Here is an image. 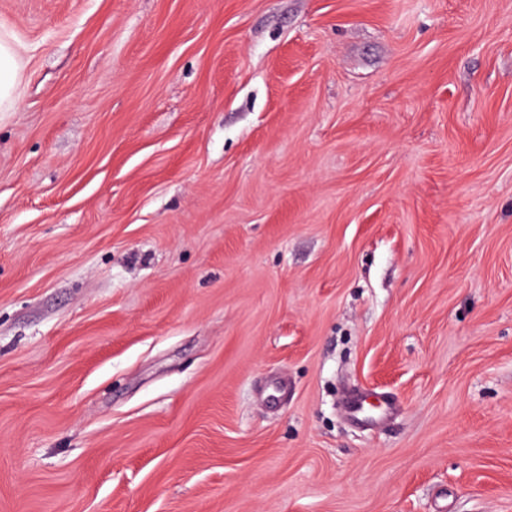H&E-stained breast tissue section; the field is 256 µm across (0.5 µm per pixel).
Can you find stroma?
Listing matches in <instances>:
<instances>
[{
    "label": "stroma",
    "mask_w": 512,
    "mask_h": 512,
    "mask_svg": "<svg viewBox=\"0 0 512 512\" xmlns=\"http://www.w3.org/2000/svg\"><path fill=\"white\" fill-rule=\"evenodd\" d=\"M0 32V512H512V0ZM22 57L19 47L0 39V112H8L15 105L14 92L19 84Z\"/></svg>",
    "instance_id": "35a3bbf8"
}]
</instances>
